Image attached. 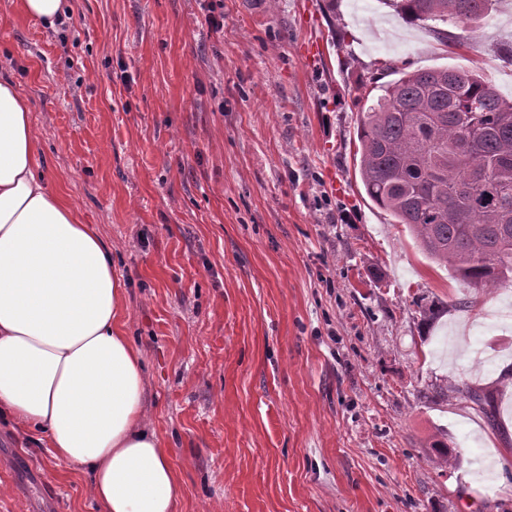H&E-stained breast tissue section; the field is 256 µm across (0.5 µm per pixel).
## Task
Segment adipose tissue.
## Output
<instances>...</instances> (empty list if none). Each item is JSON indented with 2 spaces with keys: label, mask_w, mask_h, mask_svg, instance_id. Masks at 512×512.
<instances>
[{
  "label": "adipose tissue",
  "mask_w": 512,
  "mask_h": 512,
  "mask_svg": "<svg viewBox=\"0 0 512 512\" xmlns=\"http://www.w3.org/2000/svg\"><path fill=\"white\" fill-rule=\"evenodd\" d=\"M37 167L29 104L0 78V414L86 472L103 512H177L112 249Z\"/></svg>",
  "instance_id": "1"
}]
</instances>
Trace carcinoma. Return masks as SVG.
I'll list each match as a JSON object with an SVG mask.
<instances>
[{
	"mask_svg": "<svg viewBox=\"0 0 512 512\" xmlns=\"http://www.w3.org/2000/svg\"><path fill=\"white\" fill-rule=\"evenodd\" d=\"M496 0H392L407 23H477ZM365 101L355 169L365 194L454 277L488 288L512 274V100L472 69H395ZM456 393L485 413L490 394ZM436 463L457 464L439 440Z\"/></svg>",
	"mask_w": 512,
	"mask_h": 512,
	"instance_id": "1",
	"label": "carcinoma"
}]
</instances>
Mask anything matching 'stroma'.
Wrapping results in <instances>:
<instances>
[{"mask_svg":"<svg viewBox=\"0 0 512 512\" xmlns=\"http://www.w3.org/2000/svg\"><path fill=\"white\" fill-rule=\"evenodd\" d=\"M68 4L49 29L0 0V76L48 185L112 246L179 512H512V281L427 259L354 170L394 68H475L512 99V0L476 29L390 0ZM442 383L491 393L497 425ZM0 512L102 509L0 421Z\"/></svg>","mask_w":512,"mask_h":512,"instance_id":"1","label":"stroma"}]
</instances>
